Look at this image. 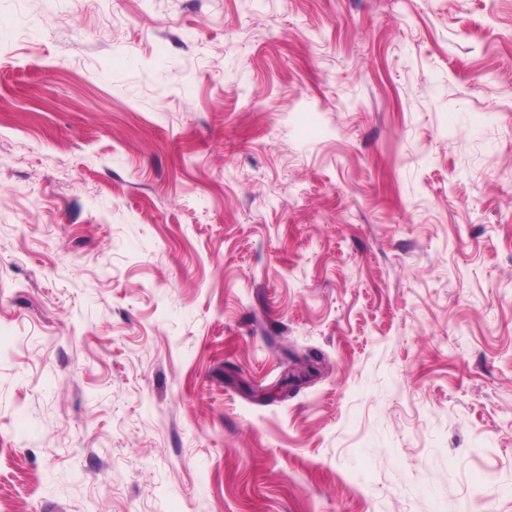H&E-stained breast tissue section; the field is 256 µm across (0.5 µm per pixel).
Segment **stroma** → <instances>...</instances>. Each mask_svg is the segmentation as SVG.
I'll return each instance as SVG.
<instances>
[{
    "instance_id": "35a3bbf8",
    "label": "stroma",
    "mask_w": 512,
    "mask_h": 512,
    "mask_svg": "<svg viewBox=\"0 0 512 512\" xmlns=\"http://www.w3.org/2000/svg\"><path fill=\"white\" fill-rule=\"evenodd\" d=\"M0 512H512V0H0Z\"/></svg>"
}]
</instances>
